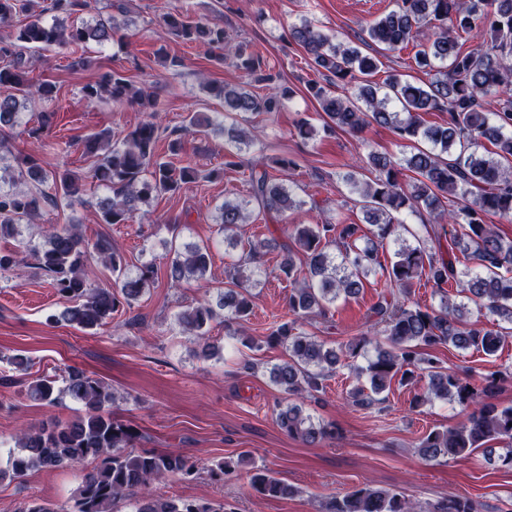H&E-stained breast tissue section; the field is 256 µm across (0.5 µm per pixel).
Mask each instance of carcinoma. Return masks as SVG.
<instances>
[{"mask_svg":"<svg viewBox=\"0 0 512 512\" xmlns=\"http://www.w3.org/2000/svg\"><path fill=\"white\" fill-rule=\"evenodd\" d=\"M90 0H0V24L10 27L0 39V149L4 138L20 125L21 110L39 114L38 125L26 129L28 136L44 142V147L65 152L68 142L49 139L55 114L57 87L51 82L34 84L28 78L36 54L54 46L69 50V67L92 65L83 53L89 42L102 45L121 32L116 18L93 23L66 25L72 15L86 10ZM52 12V20L44 18ZM22 15L25 22L13 24ZM165 31L184 42L199 43L222 63L234 60L235 67L248 78L242 85L209 83L206 91L223 101L224 112L239 115H271L281 110L292 90L280 85L264 56L244 44L232 42L224 25L214 19L190 20L179 12L161 18ZM370 41L397 50L415 44V63L430 76L422 85L413 84L396 72L382 83L374 81L380 61L362 54L358 47L336 40L308 21L288 29L290 43L303 49L311 70L318 78L307 81L306 90L327 117L322 131L341 130L357 136L370 123L388 126L400 140L410 143L411 152L396 163L392 158L371 152L367 166L375 175L363 181L348 177L359 195L368 232L360 234L358 224L325 221L322 224H290L286 239L260 240L231 262V286L219 293L216 304L200 303L184 310L180 324L202 341L205 356L214 353L208 341L211 322L221 320L224 328L238 336L239 326L251 313V289L260 284V268L255 260L272 245L283 254L281 271L290 281L285 305L291 319L276 325L266 336L269 346L288 351V360L274 366L270 379L282 392L299 397L323 390L327 378L340 368L352 370L357 383L350 392L352 405L375 408L391 383L412 382L426 377L422 393L414 398L418 407L434 400L451 401L465 412L453 428H434L417 444L425 460L454 459L481 448L495 466L512 468V406L490 402L496 384L492 372L476 386L457 372L442 366L432 350L448 346L472 349L494 356L512 339V239L504 240L489 215L512 221V0H396V8L366 26ZM466 34L477 42L462 50L458 38ZM266 85L267 92L252 90V84ZM356 92L348 94V89ZM83 100L95 104L110 100L130 103L149 113L134 128L112 136L108 129L94 132L82 141L83 152L97 159L93 178L112 190V198L99 204L100 223L126 224L139 204L151 198L180 192L184 185L200 179L216 181L224 170L246 166L249 197L273 217L302 208L305 201L291 187L277 181L268 164L245 160L258 141V131L236 123H216L207 112L189 115L188 125L168 129L159 121L160 101L135 88L119 70L105 72L97 81L83 86ZM440 111L447 115L440 126L425 125L422 114ZM219 131L226 143L224 167L201 173L190 163H174L157 153L160 140H168V151L177 155L190 131ZM495 151L479 153L485 144ZM16 166L0 156V239L20 235V226L36 217L50 202H82L88 192L85 177L74 170H47L38 154L15 158ZM410 172L402 180L403 172ZM457 204L455 208L447 203ZM248 202L226 199L220 206V231L224 241L235 248L236 230L249 219ZM407 213L417 218L428 214L433 224H422L433 235L429 241L399 218ZM464 226L462 257L454 247L457 239L443 247L442 222ZM414 238L411 244L406 236ZM393 241L399 244L389 267H384L380 249ZM102 264L112 270L110 288L89 287L84 267L91 257L88 243L73 224L50 225L47 240L31 249L35 268L44 272L66 306L54 320L82 330L96 331L106 326L112 315L129 306L155 281L157 271L144 263L136 272L128 271L122 251L108 240L95 244ZM468 262L459 268L460 261ZM306 268L297 273L296 262ZM207 246L188 245L173 251L167 278L174 284L203 280L211 266ZM386 269L389 293L381 295L371 313L384 326V340L362 334L337 346H328L303 330L312 315L324 316L336 299L357 294L363 280L376 269ZM426 278L436 287L450 283L466 294L478 313L492 315L506 326L479 327L467 323L469 310L463 302L444 296L437 308L409 302L411 288ZM374 355L364 366L358 359L368 351ZM28 396L47 405H56L68 396L81 405V412L62 422L50 420L38 430L17 440L18 451L10 455V470L17 476L37 469H52L88 458L97 461L93 471L78 485L67 507L34 499L21 512H114L118 500L153 481L168 476L192 478L196 465L182 455L135 452L129 447L140 438L131 426L112 418V387L97 376L72 369L59 386L49 378H37L27 389ZM277 425L306 443L333 439L332 426L317 424L297 404L280 405ZM507 442L504 453L492 443ZM246 457L222 461L214 472L223 476L241 474L257 493L272 498L295 495V489L264 468L242 470ZM134 512H235L226 503L213 504L194 499L135 501ZM325 512H415L408 497L398 491L370 487L354 488L334 496ZM428 512H477L471 499L450 496L434 504Z\"/></svg>","mask_w":512,"mask_h":512,"instance_id":"1","label":"carcinoma"}]
</instances>
